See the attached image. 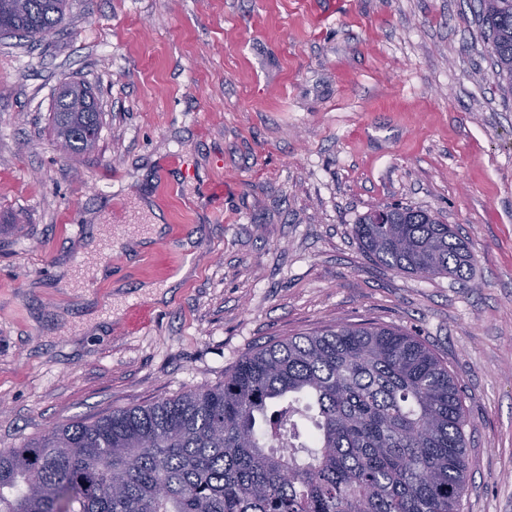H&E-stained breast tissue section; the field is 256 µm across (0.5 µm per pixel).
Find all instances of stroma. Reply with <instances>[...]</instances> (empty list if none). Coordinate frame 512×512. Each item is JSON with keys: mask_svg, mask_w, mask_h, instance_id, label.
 Returning <instances> with one entry per match:
<instances>
[{"mask_svg": "<svg viewBox=\"0 0 512 512\" xmlns=\"http://www.w3.org/2000/svg\"><path fill=\"white\" fill-rule=\"evenodd\" d=\"M476 9L70 0L48 40L0 38V448L219 385L263 345L394 326L458 380L462 512H512V99ZM68 81L103 112L76 159L52 131ZM384 205L455 227L471 283L369 258L353 227Z\"/></svg>", "mask_w": 512, "mask_h": 512, "instance_id": "stroma-1", "label": "stroma"}]
</instances>
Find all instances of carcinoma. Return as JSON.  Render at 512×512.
I'll list each match as a JSON object with an SVG mask.
<instances>
[{"label": "carcinoma", "instance_id": "cac0c4a2", "mask_svg": "<svg viewBox=\"0 0 512 512\" xmlns=\"http://www.w3.org/2000/svg\"><path fill=\"white\" fill-rule=\"evenodd\" d=\"M500 91L512 97V0H477ZM68 0H0V34L41 42ZM69 85L53 112L72 158L98 141L102 113ZM354 232L368 255L400 272L467 281L473 254L427 210L386 206ZM315 428L276 454L295 417ZM460 388L411 333L341 325L263 346L218 386L53 426L0 448V512H462L467 483Z\"/></svg>", "mask_w": 512, "mask_h": 512}]
</instances>
